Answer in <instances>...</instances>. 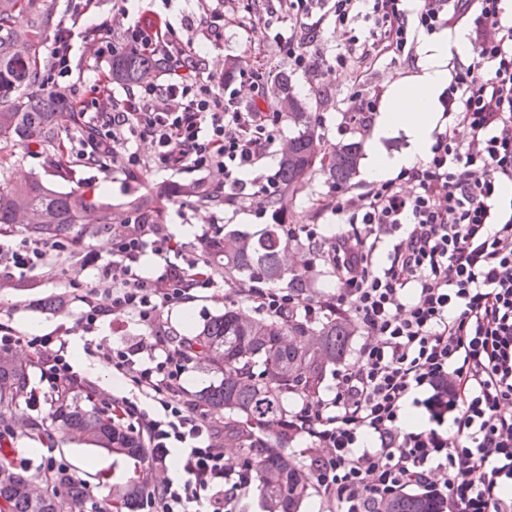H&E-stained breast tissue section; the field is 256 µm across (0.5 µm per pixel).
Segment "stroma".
I'll return each instance as SVG.
<instances>
[{
    "instance_id": "35a3bbf8",
    "label": "stroma",
    "mask_w": 512,
    "mask_h": 512,
    "mask_svg": "<svg viewBox=\"0 0 512 512\" xmlns=\"http://www.w3.org/2000/svg\"><path fill=\"white\" fill-rule=\"evenodd\" d=\"M204 6V0H133L128 9L134 15L161 14L179 27L186 21L199 20ZM272 10L267 26L254 27L247 19L239 17L225 21L220 39L212 41L199 36L195 43L206 51L211 67L223 75L225 82L231 84L239 101L244 104L252 100L254 92L249 83L240 78L239 72L252 66L255 59L252 49L260 47L272 63L275 73L288 74L295 95L316 122L324 147L331 148L351 139L370 144L371 128H358L347 122L352 89L346 74L326 66L310 72L293 69L286 53L273 39L275 33L287 32L288 15L277 2ZM10 152L14 164L9 174L13 179L38 176L54 182L57 188L65 191L82 183L98 188L100 193L116 203L126 200L133 191L145 192L171 181L189 183L194 179L190 173H159L131 184L119 170L103 172L83 166L74 167L72 178L66 179L57 177L49 153L32 155L16 146L11 147ZM330 191L326 175L322 171H314L304 189L290 198L287 204L293 223L322 225L324 233L328 235L336 232L335 216L328 212L317 213L313 207L315 200L325 198ZM258 206L257 199L242 194L233 204L202 209L188 197L183 206H169L166 222L170 225H189L191 232L182 237L181 242L185 253L195 254L201 250L199 235L202 230L211 229L212 225L225 224L250 232L263 228L266 221L258 217ZM96 277L95 266L83 265L81 259L63 255L57 257L52 274L47 275L40 270L30 273L26 287L1 283L0 323L24 334L53 333L63 336L67 342L79 341L104 351L143 340L146 329L128 317L104 320L90 333L82 328L79 323L81 305L76 297L83 286L95 283ZM58 293L68 296V306L55 314L43 310L41 300ZM228 306L240 308L251 316L259 313L253 301L219 287L201 291L191 307L179 304L165 310L163 322L174 331L188 334L211 317L223 313ZM51 457L67 463L85 479L90 497L96 500L106 496L110 487L141 475V466L134 460L75 441L65 443L60 448L44 450L37 449L35 441L20 432L11 441L10 461L16 465L26 464L29 472L42 469Z\"/></svg>"
}]
</instances>
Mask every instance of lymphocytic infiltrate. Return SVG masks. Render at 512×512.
<instances>
[{
    "mask_svg": "<svg viewBox=\"0 0 512 512\" xmlns=\"http://www.w3.org/2000/svg\"><path fill=\"white\" fill-rule=\"evenodd\" d=\"M284 2L299 24L276 41L298 70L331 60L344 72L385 54L403 62L417 33L460 24L474 43L471 61L453 65L452 120L424 162L364 192L340 189L321 201L341 226L331 240L318 225H286L306 270L328 269L335 291L263 288L249 295L278 317L296 310L312 320L347 318L361 335L353 363L336 370L329 394L305 398L289 415L290 436L306 443L327 512H379L409 488L439 500L444 512H512L505 493L512 487V201L499 195L502 183H512V25L501 20L504 0H419L414 11L406 0H322L345 36L331 59L317 44L315 0ZM93 6L68 0L40 82L67 100L87 130L68 148L69 162L136 177L190 171L219 201L275 194V181L239 177L279 135L283 114L264 92L273 70L259 64L243 71L255 91L243 106L194 47L197 33L220 35L224 11L205 10L198 24L178 29L131 19L121 5L81 28ZM363 6L373 26L360 35L353 23ZM114 28L119 36L112 39ZM77 37L94 61L133 49L162 55L166 67L117 100L108 74L85 82L73 52ZM142 142L148 153L139 151ZM111 242L96 286L78 297L80 322L90 332L103 318L132 317L150 344L107 351L133 393L104 406L153 448L150 470L165 469L170 449L181 451V478L147 482L142 512H236L253 489L259 451L251 449L237 467L225 465L224 427L185 400L190 362L172 348L161 321L165 308L192 291L217 287L216 275L201 255L184 254L164 224L122 225ZM67 250L62 242L1 243L0 269L23 276ZM148 253L158 270L145 276L139 264ZM21 343L46 363L47 382L76 379L64 337L0 329V350ZM411 407L421 409L424 426H404Z\"/></svg>",
    "mask_w": 512,
    "mask_h": 512,
    "instance_id": "f902f5d3",
    "label": "lymphocytic infiltrate"
}]
</instances>
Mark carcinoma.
<instances>
[{"label": "carcinoma", "instance_id": "carcinoma-1", "mask_svg": "<svg viewBox=\"0 0 512 512\" xmlns=\"http://www.w3.org/2000/svg\"><path fill=\"white\" fill-rule=\"evenodd\" d=\"M29 17L28 29L16 27L20 14ZM53 22L50 0H0V143L29 152L53 151L60 174L69 170L63 161L59 138L70 117L61 100L36 81L42 65L39 37ZM157 58L127 52L112 58V82L131 87L161 69ZM280 103L299 125L281 153L276 171L278 193L264 200L275 213L286 209L288 198L298 193L315 168L336 187L357 175L363 156L360 141H350L324 151L319 135L304 107L292 93L288 74L278 79ZM195 199L203 208L217 204L196 185H173L165 191L132 194L115 211L108 198L81 187L59 191L33 176L25 181L0 179V235L20 232L28 238L53 243L68 240L81 246L87 237L107 234L134 211L147 223L166 221V200L174 194ZM292 242L278 224L258 233L214 230L204 258L214 269L235 278L243 288L283 282L296 292L312 287L304 267L284 262ZM354 330L346 320L312 322L299 311L286 317L263 314L250 317L236 309L211 317L203 326L175 338V346L193 363L219 375L217 383L195 397L201 405L230 414L224 437L241 448L252 447L258 433L265 448L258 464V491L264 512H300L308 497L311 477L285 452L288 437L279 423L288 419L285 400L290 395H315L332 365L350 353ZM37 361L22 360L0 350V421L20 401L48 407L44 417L11 420L12 425L42 445L58 446L65 440L96 445L138 462L147 458L141 441L112 420L92 401L69 386L51 388L38 396L29 390V368ZM143 489L131 481L110 488L91 512H138ZM86 483L67 469H56L36 480L9 465L0 464V512H85ZM380 512H441L440 505L422 495H400L382 505Z\"/></svg>", "mask_w": 512, "mask_h": 512}]
</instances>
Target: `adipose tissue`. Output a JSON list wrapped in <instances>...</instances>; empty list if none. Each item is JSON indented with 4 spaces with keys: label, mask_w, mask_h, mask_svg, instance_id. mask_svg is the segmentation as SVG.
Masks as SVG:
<instances>
[{
    "label": "adipose tissue",
    "mask_w": 512,
    "mask_h": 512,
    "mask_svg": "<svg viewBox=\"0 0 512 512\" xmlns=\"http://www.w3.org/2000/svg\"><path fill=\"white\" fill-rule=\"evenodd\" d=\"M470 48L469 33L463 28L422 43L419 73L394 83L383 103L374 134L375 144L366 158V178H388L427 155L440 119L437 99L450 80L448 52L453 49L465 54ZM400 133L409 141L405 151L390 153L382 148V140Z\"/></svg>",
    "instance_id": "1"
}]
</instances>
